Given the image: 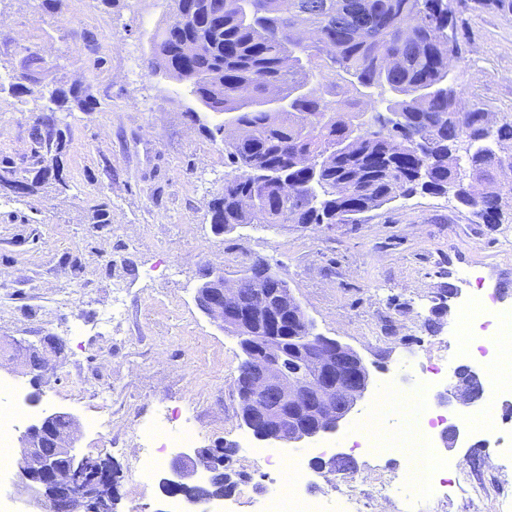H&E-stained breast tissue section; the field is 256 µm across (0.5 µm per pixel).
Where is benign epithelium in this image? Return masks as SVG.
<instances>
[{"label": "benign epithelium", "mask_w": 512, "mask_h": 512, "mask_svg": "<svg viewBox=\"0 0 512 512\" xmlns=\"http://www.w3.org/2000/svg\"><path fill=\"white\" fill-rule=\"evenodd\" d=\"M288 100L274 91L259 99V107L270 112L284 109ZM254 276L247 272L252 290L244 291L243 280L230 282L220 270L211 269L196 291L200 310L225 334L237 338L245 370L236 378L239 418L253 438L266 448L297 447L316 438L336 434L368 392L372 372L363 357L348 344L315 330L313 321L292 293L288 281L269 266ZM290 315L301 324V333L283 336L278 323ZM10 347L21 356V364L36 382L50 359L60 354L62 343L45 336L40 345L29 347L13 336H0V348ZM470 375L454 370L445 390L437 393L438 404L471 408L485 391L482 371L462 366ZM469 431L458 413L442 432L444 447L454 448ZM80 438L76 417L63 409L37 413L20 436V455L14 478L6 487L17 504L16 512H116L118 481L112 460L75 452ZM57 449L52 460L44 448ZM221 448H177L164 476L161 491L180 495L191 505L210 512L209 505L230 497L245 476L234 470L233 457ZM231 473L232 486L223 493L203 497L189 491L210 484L219 470Z\"/></svg>", "instance_id": "obj_1"}]
</instances>
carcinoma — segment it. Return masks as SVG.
I'll list each match as a JSON object with an SVG mask.
<instances>
[{
	"label": "carcinoma",
	"instance_id": "carcinoma-1",
	"mask_svg": "<svg viewBox=\"0 0 512 512\" xmlns=\"http://www.w3.org/2000/svg\"><path fill=\"white\" fill-rule=\"evenodd\" d=\"M192 14L177 27L153 33L152 70L187 81L210 111L234 114L238 135L224 143L232 166L224 194L210 206V223L231 230L239 224H355L361 214L418 191L452 196L463 207L486 214L500 209L499 198L484 193L502 167L501 152L512 143V119L484 126L483 112L464 109L448 73V52L458 48L455 15L448 0H175ZM473 9L512 12V0H471ZM317 29L329 44L298 46L293 27ZM399 63L387 67L384 54ZM41 55L26 48L12 70L17 95L32 93ZM364 96L389 90L385 111L370 117L357 103L329 99L336 78ZM309 94L291 96L300 87ZM289 99L275 117L250 109L267 88ZM92 112L87 98L71 89L55 90L52 106L68 98ZM493 135L499 152L475 149ZM33 178L12 163L0 164V193L31 195L54 183L68 187L60 168L45 163L64 146L65 133L53 116L36 119ZM324 158L310 173L294 167L299 154ZM293 187L282 197L272 175ZM255 196L256 205L242 200Z\"/></svg>",
	"mask_w": 512,
	"mask_h": 512
}]
</instances>
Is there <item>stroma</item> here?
Listing matches in <instances>:
<instances>
[{
    "mask_svg": "<svg viewBox=\"0 0 512 512\" xmlns=\"http://www.w3.org/2000/svg\"><path fill=\"white\" fill-rule=\"evenodd\" d=\"M173 0H63L52 14L41 0H0V154L30 168L31 128L45 92L79 88L97 108L68 102L56 116L66 134L58 157L68 190L45 184L34 195H0V335L65 350L39 390V411L62 408L78 420L79 454L108 457L119 470L121 512H167L158 478L140 475L139 424L168 412L193 427L198 446L233 444L245 474L214 512H262L270 484L262 458L242 448L234 380L241 351L201 312L196 288L205 268L240 278L259 259L287 278L316 330L341 340L373 366V382L339 432L351 467L330 478L308 470L303 490L359 492L402 473L407 455L367 456L349 436L384 395L409 398L417 364L457 367L453 331L465 297L484 292L512 307V193L500 223L443 196L417 193L363 214L357 224H241L215 234L209 204L230 169L207 129L221 120L180 83L150 73L152 35L171 22ZM462 54L452 64L463 106L499 121L512 116V14L456 8ZM93 31L102 64L77 52L70 29ZM39 51L47 67L33 94L15 96L8 76L15 52ZM106 203L107 221L92 208ZM448 311H438L446 288ZM112 407L108 432L89 416ZM449 457L496 482L512 483L498 448L468 444Z\"/></svg>",
    "mask_w": 512,
    "mask_h": 512,
    "instance_id": "1",
    "label": "stroma"
}]
</instances>
